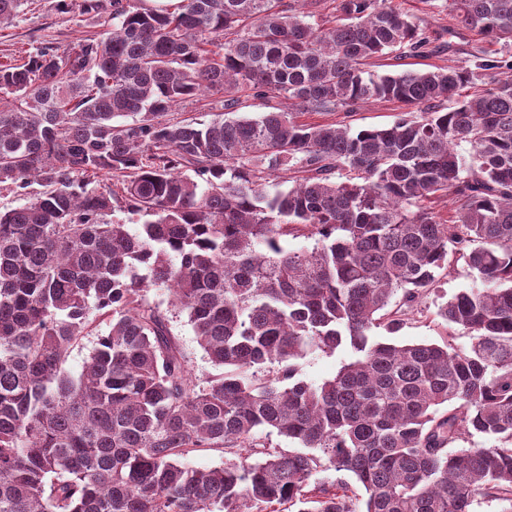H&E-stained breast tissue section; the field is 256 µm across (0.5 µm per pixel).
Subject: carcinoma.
Instances as JSON below:
<instances>
[{
  "mask_svg": "<svg viewBox=\"0 0 512 512\" xmlns=\"http://www.w3.org/2000/svg\"><path fill=\"white\" fill-rule=\"evenodd\" d=\"M320 2L109 0L98 37L0 65V185L29 195L0 211V512H512V0H445L448 34L488 47L399 74L364 65L433 52L409 16ZM243 89L267 111L169 117ZM376 101L406 112L299 120ZM455 258L472 284L438 316L469 346L372 335ZM181 315L213 371L191 369ZM338 349L333 379L301 377ZM211 452L224 465H188ZM406 110L393 102H375L346 114V112H329V114H308L301 119L309 123L348 124L352 128L385 127L397 121ZM350 358L351 352L347 349L337 350L333 354L319 352L308 356L300 361L303 378L315 384L332 379Z\"/></svg>",
  "mask_w": 512,
  "mask_h": 512,
  "instance_id": "1",
  "label": "carcinoma"
}]
</instances>
